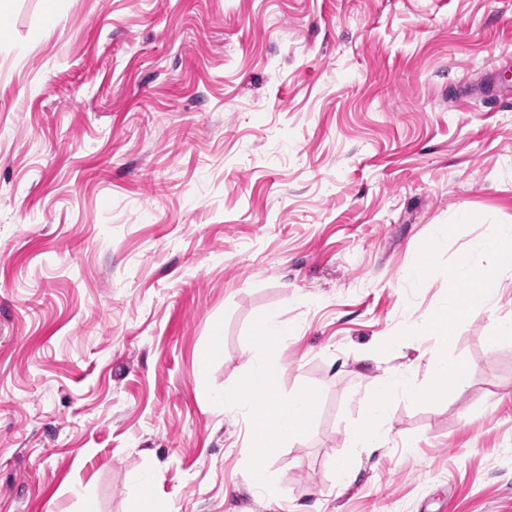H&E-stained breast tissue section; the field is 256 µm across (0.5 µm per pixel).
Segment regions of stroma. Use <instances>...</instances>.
<instances>
[{
	"label": "stroma",
	"mask_w": 512,
	"mask_h": 512,
	"mask_svg": "<svg viewBox=\"0 0 512 512\" xmlns=\"http://www.w3.org/2000/svg\"><path fill=\"white\" fill-rule=\"evenodd\" d=\"M56 21H49L48 11ZM0 41V512H512V288L456 328L467 382L395 401L387 447L336 460L404 320L446 274L403 271L451 220V263L512 225V0H12ZM315 395L267 453L241 417L263 321ZM221 351L199 355L215 330ZM153 478L139 474L133 479V494L130 502L132 512H153Z\"/></svg>",
	"instance_id": "35a3bbf8"
}]
</instances>
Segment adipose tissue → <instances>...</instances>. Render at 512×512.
<instances>
[{
    "label": "adipose tissue",
    "mask_w": 512,
    "mask_h": 512,
    "mask_svg": "<svg viewBox=\"0 0 512 512\" xmlns=\"http://www.w3.org/2000/svg\"><path fill=\"white\" fill-rule=\"evenodd\" d=\"M262 330L268 338L267 344L259 348V358L249 363L247 384L237 396L226 399L228 410L243 413L246 418V446L254 455V466L248 477V488L258 491L263 485L265 474V454L277 442L299 441L307 431L308 421L314 400L302 394L284 396L280 383V373L273 368L269 359L284 350L288 344L289 330L279 321L267 320ZM267 388L271 400V409L264 418H257L252 404L248 400L253 387Z\"/></svg>",
    "instance_id": "adipose-tissue-1"
}]
</instances>
